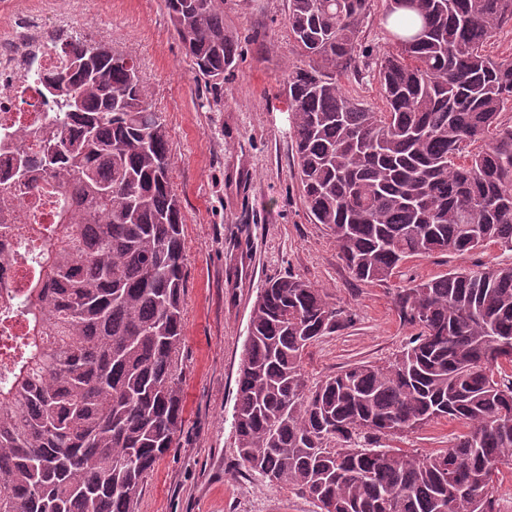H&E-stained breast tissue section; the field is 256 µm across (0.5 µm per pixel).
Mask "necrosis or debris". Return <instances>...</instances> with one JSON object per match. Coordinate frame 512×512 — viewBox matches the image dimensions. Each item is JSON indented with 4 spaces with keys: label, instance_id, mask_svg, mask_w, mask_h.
I'll use <instances>...</instances> for the list:
<instances>
[{
    "label": "necrosis or debris",
    "instance_id": "4bbe7bcc",
    "mask_svg": "<svg viewBox=\"0 0 512 512\" xmlns=\"http://www.w3.org/2000/svg\"><path fill=\"white\" fill-rule=\"evenodd\" d=\"M0 133L13 134L45 122L52 102L38 93L35 76L46 66L48 41L68 44L71 27L54 0H0Z\"/></svg>",
    "mask_w": 512,
    "mask_h": 512
}]
</instances>
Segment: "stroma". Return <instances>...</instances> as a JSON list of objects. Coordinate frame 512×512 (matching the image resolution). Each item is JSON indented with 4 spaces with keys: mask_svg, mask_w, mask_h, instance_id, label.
Wrapping results in <instances>:
<instances>
[{
    "mask_svg": "<svg viewBox=\"0 0 512 512\" xmlns=\"http://www.w3.org/2000/svg\"><path fill=\"white\" fill-rule=\"evenodd\" d=\"M61 2L73 36L108 43L136 61L167 127L183 216V340L174 358L182 423L146 475L136 512H315L309 500L249 470L237 452L236 380L261 288L291 273L326 289L352 316L305 349L301 369L313 384L354 363L395 358L415 330L394 310V289L512 255L494 246L463 257L435 253L408 258L383 283L351 277L330 229L310 221L295 177L281 90L302 59L288 32V0H224V21L239 35L242 55L217 83L186 57L164 0ZM464 430L441 420L400 445L426 454Z\"/></svg>",
    "mask_w": 512,
    "mask_h": 512,
    "instance_id": "stroma-1",
    "label": "stroma"
}]
</instances>
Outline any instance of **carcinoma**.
<instances>
[{
	"mask_svg": "<svg viewBox=\"0 0 512 512\" xmlns=\"http://www.w3.org/2000/svg\"><path fill=\"white\" fill-rule=\"evenodd\" d=\"M385 0L392 51L375 62L384 109L339 78L357 68L371 0H288L303 65L282 103L300 190L351 276L385 282L405 259L512 252V57L488 46L512 0ZM199 72L232 71L238 35L224 0H165ZM41 95L51 119L0 139L12 186L54 200L48 224H0L26 286H0V512H135L182 416L173 357L182 343L183 218L171 146L132 59L106 44L50 48ZM482 143L480 150L470 147ZM417 330L387 365H349L314 385L300 366L345 326L330 295L296 276L253 305L237 378L241 461L316 512H501L512 472V263L454 269L398 288ZM467 431L425 455L392 445L440 420ZM455 488L461 497L454 498Z\"/></svg>",
	"mask_w": 512,
	"mask_h": 512,
	"instance_id": "1",
	"label": "carcinoma"
}]
</instances>
